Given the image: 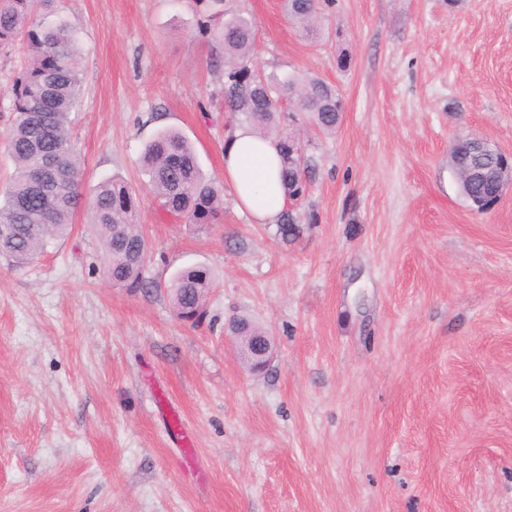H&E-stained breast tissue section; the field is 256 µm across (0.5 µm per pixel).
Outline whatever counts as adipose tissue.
I'll use <instances>...</instances> for the list:
<instances>
[{"instance_id":"obj_1","label":"adipose tissue","mask_w":512,"mask_h":512,"mask_svg":"<svg viewBox=\"0 0 512 512\" xmlns=\"http://www.w3.org/2000/svg\"><path fill=\"white\" fill-rule=\"evenodd\" d=\"M224 182L237 206L259 224L273 222L283 205L279 159L272 139L237 128L224 144Z\"/></svg>"}]
</instances>
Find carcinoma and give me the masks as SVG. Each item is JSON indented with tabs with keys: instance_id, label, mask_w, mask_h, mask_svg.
Instances as JSON below:
<instances>
[{
	"instance_id": "obj_1",
	"label": "carcinoma",
	"mask_w": 512,
	"mask_h": 512,
	"mask_svg": "<svg viewBox=\"0 0 512 512\" xmlns=\"http://www.w3.org/2000/svg\"><path fill=\"white\" fill-rule=\"evenodd\" d=\"M50 0H0V47L18 37L26 38L28 58L12 80L9 110L13 124L5 137L15 171L0 194V225L11 236L0 241V255L18 264L40 256L48 244L72 229V218L82 205L80 156L71 140V114L77 110L83 89V41L71 21L61 15L34 18L38 3ZM332 0H285L288 16L303 35H321L322 6ZM223 0H197L198 31L211 33L214 8ZM219 52L215 67L224 68L221 94L231 120L226 135L248 124L275 139L280 159V180L288 206L277 217V234L287 241L300 234V217L292 206L301 201L312 181L315 165L307 158L291 157L288 146L300 140L276 130L281 109L309 117L312 126L333 133L342 120L343 101L336 89L318 77L282 80L257 74L253 55L257 30L240 14L224 21L216 36ZM144 171L153 198L161 211L188 224H212L224 211V186L206 177L193 145L181 133L164 130L144 149ZM139 193L117 178L106 179L94 191L91 223L102 242V270L114 286L133 292L147 289V242L137 224ZM213 286L208 269L197 266L179 272L170 296L176 315L191 323L204 317L205 298Z\"/></svg>"
}]
</instances>
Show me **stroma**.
I'll return each mask as SVG.
<instances>
[{
    "label": "stroma",
    "mask_w": 512,
    "mask_h": 512,
    "mask_svg": "<svg viewBox=\"0 0 512 512\" xmlns=\"http://www.w3.org/2000/svg\"><path fill=\"white\" fill-rule=\"evenodd\" d=\"M52 7L83 29V191H139L152 286L105 279L84 208L35 262L0 257V512H512V193L475 212L448 165L459 135L512 153V0H334L318 41L284 0H225L258 67L345 101L309 129L288 243L232 195L202 228L149 195L165 128L224 178L194 0ZM194 265L214 284L193 325L168 286ZM239 315L275 338L262 375L224 335Z\"/></svg>",
    "instance_id": "1"
}]
</instances>
